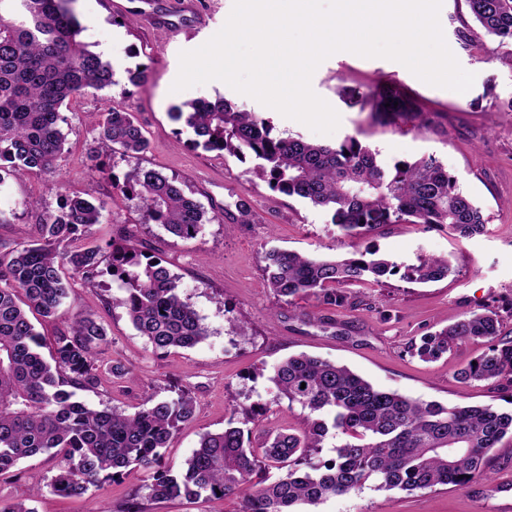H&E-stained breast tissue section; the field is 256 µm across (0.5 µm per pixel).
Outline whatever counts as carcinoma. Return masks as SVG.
Instances as JSON below:
<instances>
[{
    "label": "carcinoma",
    "instance_id": "cac0c4a2",
    "mask_svg": "<svg viewBox=\"0 0 512 512\" xmlns=\"http://www.w3.org/2000/svg\"><path fill=\"white\" fill-rule=\"evenodd\" d=\"M71 0H0V181L1 173L50 176L64 151L60 122L65 101L112 84V69L81 40L83 26ZM485 34L512 46V0H466ZM382 123L418 117L414 101L396 84L382 83L366 100ZM185 120L208 151L240 161L269 188L333 211L332 223L360 237L381 224L448 225L462 238L485 233L482 210L457 185V178L433 155L382 167L377 153L356 136L330 147L272 134L270 121L219 99L187 101L170 113ZM148 140L134 114L110 106L98 125L90 158L105 172L101 157L139 155ZM112 188L141 211L144 223L161 224L179 238L196 236L204 224L201 205L176 182L154 169L136 168ZM107 202L67 197L43 216L34 237L0 261V476L22 459L49 454L54 477L35 479L32 496L50 492L80 496L116 482L129 469L147 475L142 488L155 502L180 497L214 502L241 498L240 512H319L331 498L372 481L379 489L426 491L464 488L483 475L487 452L512 435V412L487 407L443 406L378 389L344 366L304 354L277 365L270 380L289 404L309 410L301 434L280 432L263 455L251 448L242 427L230 420L224 431L206 433L182 467L162 465L180 425L195 414L190 394L153 401L133 414L117 407L92 408L78 390L101 384L98 349L109 342L92 314H77L56 336L49 352L31 316H53L68 297L70 275L98 285L108 275L118 284L116 301L152 350L189 349L208 336L194 308L178 292V279L162 258L145 252L131 237L112 240L108 250L81 244L101 222ZM263 272L277 302L299 295L326 306H342L334 286L395 275L410 283L441 280L452 273L446 257H424L413 265L366 249L347 258H322L272 248ZM497 315L471 312L420 338L410 353L431 361L459 340L487 344V350L457 372L463 383L512 376V340L499 339ZM341 437L334 456L314 462L329 432ZM284 473L267 482L270 464Z\"/></svg>",
    "mask_w": 512,
    "mask_h": 512
}]
</instances>
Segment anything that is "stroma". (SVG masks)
Returning <instances> with one entry per match:
<instances>
[{"label":"stroma","mask_w":512,"mask_h":512,"mask_svg":"<svg viewBox=\"0 0 512 512\" xmlns=\"http://www.w3.org/2000/svg\"><path fill=\"white\" fill-rule=\"evenodd\" d=\"M198 25L167 32L144 17L142 0H73L84 26L83 41L108 61L112 83L102 91L71 98L62 114L65 150L54 177L8 176L0 182V243L14 246L30 240L46 212L57 210L66 196L91 195L107 200L90 242L103 246L117 233L133 235L164 258L179 279V294L208 329L195 347L159 355L133 328L118 305L117 287H87L70 279L69 296L49 319L36 321L45 346L77 313L100 317L109 342L98 354L102 366L124 364V377L104 374L93 391L79 392L86 405L138 411L145 401L171 398L175 385L189 390L196 403L194 418L181 425L168 448L166 465L178 467L198 448L205 433L223 431L242 409L253 412L248 425L253 447L279 431L303 432L308 410L278 397L269 373L289 356L307 354L343 365L376 388L442 405L490 406L512 411V386L506 382L461 383L457 371L478 357L484 343L456 342L437 361L412 356V341L454 323L471 312L490 308L500 319L502 338H512V66L502 60L496 39L478 36L465 46L463 32L473 27L465 0H443L440 23L445 40L466 71L475 75L464 93L424 83L404 65L385 58L338 52L315 70L311 86L340 115L339 128L319 134L283 117L252 97L214 80L180 92L171 86L179 71V54L207 42L225 24L233 0H208ZM146 68L144 83L130 74ZM390 80L414 96L431 119L429 129L413 121L394 127L378 122L363 103L378 82ZM205 98L231 100L238 108L269 118L276 135L334 146L357 136L378 153L386 168L424 155L437 157L483 210L484 235L463 239L448 226L383 224L361 237H348L332 223L330 211L271 190L254 178L252 161H239L194 144L192 128L169 117L172 107ZM133 112L148 139L147 150L128 158L105 157L116 174L135 168L154 169L176 179L184 192L204 208L207 221L193 238L174 237L159 224L143 223L132 202L113 191L106 174L89 158L95 129L108 106ZM254 219L242 221L239 203ZM277 248L301 254L345 257L370 248L400 265L424 256L448 258L452 275L426 284L394 276L378 285H340L346 307H326L315 298L297 296L278 306L263 276L264 254ZM14 477L0 478V502L31 499L36 512H126L129 494L143 485V472H127L114 483L80 497L51 493L32 497L34 478L51 479L56 461L42 454L21 460ZM512 504V436L486 457L483 477L456 489L430 491L362 490L327 500L320 512H504Z\"/></svg>","instance_id":"1"}]
</instances>
